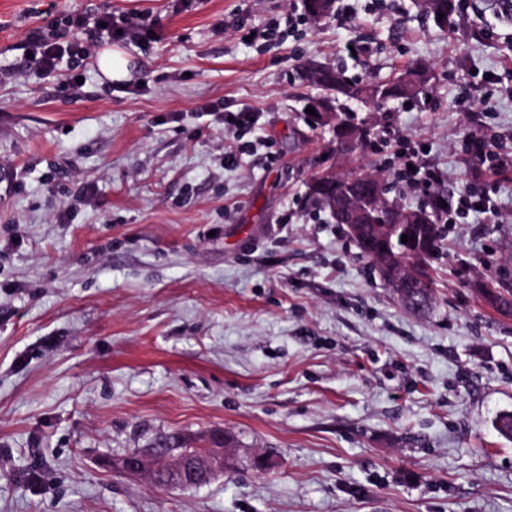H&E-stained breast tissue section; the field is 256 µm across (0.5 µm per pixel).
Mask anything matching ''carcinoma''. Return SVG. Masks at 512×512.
Returning <instances> with one entry per match:
<instances>
[{
    "label": "carcinoma",
    "mask_w": 512,
    "mask_h": 512,
    "mask_svg": "<svg viewBox=\"0 0 512 512\" xmlns=\"http://www.w3.org/2000/svg\"><path fill=\"white\" fill-rule=\"evenodd\" d=\"M419 10L441 30H453L459 25L456 0H415ZM308 16L320 20L335 15L336 7L324 10L326 0H304ZM443 18H438V14ZM307 83L321 90L318 98L309 103L315 114H304L307 125L316 129L325 125L319 113L338 112L342 124L334 128L336 143L342 149L363 146L370 133L356 122V115L347 102L413 100L426 87L424 72L410 67L391 81L363 83L348 80L330 67L311 61L304 66ZM389 188L384 179L373 174L335 175L331 172L314 177L308 186V198L315 205H323L328 198H341L352 207H360L367 214V223L360 225L353 236L360 249L373 263L374 270L387 284L392 285L406 277V267L415 275L413 289L425 288L431 294L433 279L430 261L446 228L440 223L444 209L442 202H450L451 194L438 195L416 207H405L388 197ZM410 240L402 242V236ZM481 298L498 313L512 316V280L499 277L476 288Z\"/></svg>",
    "instance_id": "1"
}]
</instances>
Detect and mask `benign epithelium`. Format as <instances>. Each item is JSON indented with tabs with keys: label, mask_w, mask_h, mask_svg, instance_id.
I'll return each instance as SVG.
<instances>
[{
	"label": "benign epithelium",
	"mask_w": 512,
	"mask_h": 512,
	"mask_svg": "<svg viewBox=\"0 0 512 512\" xmlns=\"http://www.w3.org/2000/svg\"><path fill=\"white\" fill-rule=\"evenodd\" d=\"M189 443L190 439L182 437L179 443L164 449L155 444L113 459L109 466L127 475H146L154 486L169 489L209 482L233 464L222 434L211 435L205 448L192 451Z\"/></svg>",
	"instance_id": "benign-epithelium-1"
}]
</instances>
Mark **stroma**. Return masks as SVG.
<instances>
[{"instance_id":"1","label":"stroma","mask_w":512,"mask_h":512,"mask_svg":"<svg viewBox=\"0 0 512 512\" xmlns=\"http://www.w3.org/2000/svg\"><path fill=\"white\" fill-rule=\"evenodd\" d=\"M350 3L344 23L303 0H0V512H512V318L473 290L512 275V171L475 181L466 152L472 133L512 152V22L461 0L469 39L412 0ZM107 11L150 30L102 42L124 78L93 58L69 87L29 57L48 21ZM290 15L287 39L243 41ZM309 60L432 79L353 103L387 148L349 152L304 121ZM247 107L258 123L225 129ZM411 151L440 190L493 198L449 225L421 314L306 196ZM214 432L238 461L202 487L108 466Z\"/></svg>"}]
</instances>
